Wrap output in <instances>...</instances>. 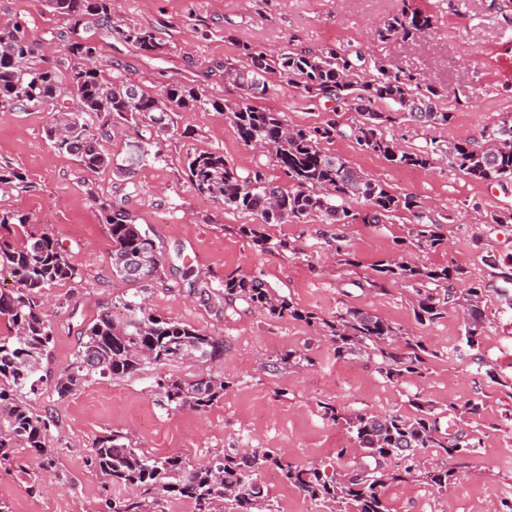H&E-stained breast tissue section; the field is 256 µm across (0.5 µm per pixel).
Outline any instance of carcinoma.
Masks as SVG:
<instances>
[{
    "instance_id": "carcinoma-1",
    "label": "carcinoma",
    "mask_w": 512,
    "mask_h": 512,
    "mask_svg": "<svg viewBox=\"0 0 512 512\" xmlns=\"http://www.w3.org/2000/svg\"><path fill=\"white\" fill-rule=\"evenodd\" d=\"M53 12L69 21L65 50L69 71L62 75L37 59L19 21L0 24V110L30 109L49 113L46 136L62 153L76 156L90 171L118 167L131 173L150 158L141 141L127 144L122 164L101 149L111 127L129 124L176 135L173 115L185 109H213L224 113L241 141L267 153L288 178L285 185L269 179L263 165L247 173L220 152H200L186 157L189 182L201 195L221 200L224 208L249 214L255 224L239 231L262 246L263 224L307 222L319 218L328 224H351L358 219L351 203L363 204L369 224H385L400 214L412 217L409 242L402 253L377 265L370 286L384 281L402 282L419 296L416 317L433 322L460 310L464 315L463 352L480 351L489 335L483 307L486 285L471 282L456 287L464 272L458 268L428 267L410 257V250H432L445 242L442 225L431 218L422 202L408 194H396L382 181L351 166L324 148L338 133L334 123L313 128L288 124L281 112L256 105L270 90L271 78L299 88L311 100L322 98L348 103L359 101L360 120L351 136L364 150L392 165L429 169L446 159L453 168L483 183L512 189V124H495L483 131L484 145L440 142L435 138L411 150L388 136V128L400 122L431 127L448 126L452 113L440 110L443 100L460 103L462 91H450L421 83L402 72H393L382 58L349 51L339 45L317 51H292L271 55L250 43L241 45L240 58L224 61V83L237 97L218 101L187 86H170L158 93L124 80L101 74L87 64L96 52L91 27L134 46L155 59L166 46L150 29L124 26L114 21L112 0H48ZM434 29L433 17L413 8L408 0L375 29L374 39L414 41ZM70 97L75 106L67 112L50 106ZM390 110L381 112L377 104ZM26 177L10 163L0 164V191H22ZM107 232L112 239V272L125 282H137L158 274L165 258L155 238L136 223L123 206L97 198ZM24 228L18 242L0 236V275L11 278L12 288L0 289V468L13 466L19 450L38 459L44 471L56 468L55 449L47 447L51 420L33 408L43 390L52 387L59 399L77 392L94 377L121 380L138 372L145 363L215 365L224 358V337L188 324L155 315L136 296L121 297L104 310L83 332L80 348L67 367L51 379L43 375V360L53 343L52 324L43 312L44 291L77 276L59 243L45 233L27 228L29 220L10 213L0 215V228L11 221ZM228 300L242 297L251 305L278 318H291L317 326L336 343L340 357L366 354L375 358L376 371L390 381L422 374L431 351L418 339L403 337L401 329L359 308H345L331 319L298 308L292 301L270 292L259 280L246 276L224 279ZM162 405L169 411L202 410L223 395L221 375L207 373L194 379L161 378ZM412 415L399 412L344 416L329 404L324 413L344 421L360 457L343 472L325 464H301L273 448H251L244 453H219L206 464H195L181 455H154L121 432L97 439L90 448V465L110 482H121L135 491L126 502L105 500L106 512H162L169 497L186 498L194 512H254L265 489L261 471L275 468L303 495L328 504L330 512H388L385 488L393 482L417 478L440 493L458 474L439 466L417 473L414 457L434 448L441 457L466 455L480 444L460 432L450 435L439 426L430 402L415 394L408 399Z\"/></svg>"
}]
</instances>
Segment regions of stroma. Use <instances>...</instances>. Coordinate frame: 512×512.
Here are the masks:
<instances>
[{
  "mask_svg": "<svg viewBox=\"0 0 512 512\" xmlns=\"http://www.w3.org/2000/svg\"><path fill=\"white\" fill-rule=\"evenodd\" d=\"M435 19L432 36L415 41H373L372 34L396 13L401 0H115L123 23L153 30L168 47L165 60L145 56L116 38L97 37V65L108 75L158 90L185 85L219 99L235 97L224 83V62L237 58L241 42L271 52L318 50L350 44L376 52L393 70L421 82L462 90L448 126L416 129L402 123L392 132L402 146L423 138L483 143L484 127L512 118V0H414ZM21 21L28 39L51 66L69 65L64 37L69 22L46 0H0V20ZM262 106L283 112L289 124L322 126L333 122L342 137L330 152L385 183L447 215L444 247L418 250L422 265L451 266L488 290L483 300L491 328L479 357L457 353L464 333L457 312L435 323H418L413 288L388 282L367 287L381 260L392 256L407 235V219L377 227L352 224H265L267 243L257 246L237 231L250 216L225 209L221 201L197 193L187 180V154L220 151L241 168L257 156L245 146L223 113L196 109L178 112L179 136L116 125L103 147L122 157L130 140L147 141L161 160L124 174L93 172L75 157L58 153L46 137L42 111L0 112V162L23 169L26 191L0 192V213L25 215L38 230L58 240L79 276L46 290L44 310L54 327V342L44 361L58 375L72 360L86 326L123 295H138L154 313L222 336L224 360L215 374L224 393L203 410L167 411L156 380L190 378L198 365H144L122 380L94 378L61 400L45 390L35 402L57 425L50 445L58 457L51 487L36 496L26 491L37 470L31 453H21L9 471L0 470V503L9 512H100L104 499L126 501L125 485L105 482L89 465L93 442L112 432L132 434L142 447L161 455H182L196 463L215 453L242 448H273L298 462L335 465L346 470L357 450L344 423L326 417L322 403L341 413L357 411L412 414L411 395L432 403L451 430L479 438L472 454L440 459L435 449L416 456L420 471L447 464L459 478L444 495L411 479L390 484L389 512H503L512 502V306L499 295L498 281L484 258L512 256V223H494L495 214L512 210V192L475 181L441 164L434 170L389 164L347 137L358 118L345 104L309 102L299 89L274 83ZM121 203L137 223L149 227L166 257L163 272L135 282L112 274V240L96 198ZM255 277L300 309L329 318L346 307L362 308L401 327L433 355L422 375L399 382L381 377L364 355L337 357L335 345L302 321L280 319L236 301L219 312L222 285L229 276ZM301 365L284 364L288 352ZM482 404L480 416L449 418V406ZM261 480L274 512H328L326 503L306 498L273 468Z\"/></svg>",
  "mask_w": 512,
  "mask_h": 512,
  "instance_id": "obj_1",
  "label": "stroma"
}]
</instances>
